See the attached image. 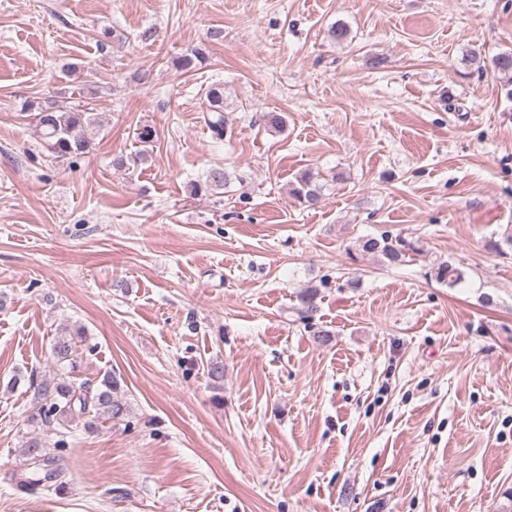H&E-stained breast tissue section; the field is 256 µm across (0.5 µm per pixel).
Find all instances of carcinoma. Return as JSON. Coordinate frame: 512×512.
<instances>
[{"label": "carcinoma", "mask_w": 512, "mask_h": 512, "mask_svg": "<svg viewBox=\"0 0 512 512\" xmlns=\"http://www.w3.org/2000/svg\"><path fill=\"white\" fill-rule=\"evenodd\" d=\"M494 71L504 79L502 90L505 98L512 101V52H504L491 59ZM204 120L215 138L222 140L226 134L224 120V87L213 84L205 92ZM36 111L34 119L45 148L58 158L81 159L94 149L91 127L95 124L92 114L64 102L48 101L46 104L26 103L23 111ZM229 180L228 172L214 167L207 173L204 184L196 185V191L222 189ZM292 194L302 203L317 204L322 197V186L309 173L302 174ZM365 254L380 257L389 265H398L416 247L389 235L371 237L359 242ZM436 277L453 287L464 278V272L451 264L437 269ZM86 340L81 326H66L54 337L52 357L58 371L52 377L37 378L16 375L10 388L27 379V390L32 392L30 422L55 428L57 440L50 444L37 431L29 433L24 445L26 457L25 479L21 486L30 492L59 488L66 476L62 450L69 447L72 430L91 429L99 422L122 419L128 414L121 397V384L108 372L94 379L78 381L73 378L83 352L80 347Z\"/></svg>", "instance_id": "carcinoma-1"}]
</instances>
